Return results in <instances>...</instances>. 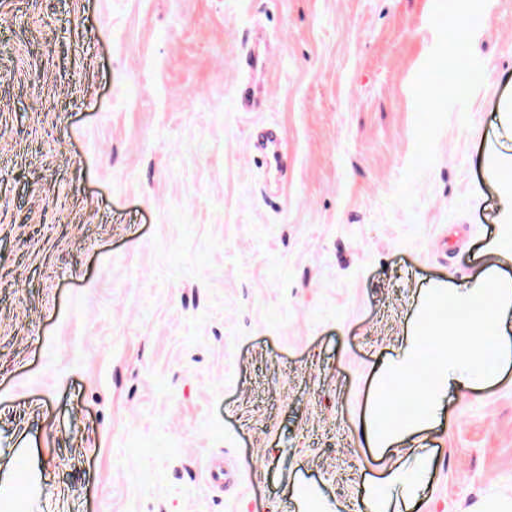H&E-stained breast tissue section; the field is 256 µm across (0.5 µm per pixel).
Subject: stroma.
<instances>
[{
  "instance_id": "35a3bbf8",
  "label": "stroma",
  "mask_w": 512,
  "mask_h": 512,
  "mask_svg": "<svg viewBox=\"0 0 512 512\" xmlns=\"http://www.w3.org/2000/svg\"><path fill=\"white\" fill-rule=\"evenodd\" d=\"M452 18L478 75L421 83ZM509 100L512 0H0V484L38 478L27 512H299L303 479L349 512L393 459L363 439L381 368L427 288L491 261ZM414 441L431 479L390 512L512 498V365Z\"/></svg>"
}]
</instances>
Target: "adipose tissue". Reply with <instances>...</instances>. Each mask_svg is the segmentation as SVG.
Wrapping results in <instances>:
<instances>
[{
    "mask_svg": "<svg viewBox=\"0 0 512 512\" xmlns=\"http://www.w3.org/2000/svg\"><path fill=\"white\" fill-rule=\"evenodd\" d=\"M485 175L504 197L498 234L486 246L496 262L468 287L439 283L429 289L419 306L416 326L438 337V351L433 358H425L412 338L399 358L384 367L365 422V437L372 447L386 450L430 429L449 387L492 382L512 362V341L497 336L500 320L512 314V279L502 276L498 267L500 261H512V156L489 152ZM403 383L420 390L421 406L401 410L391 405V388ZM432 468L427 454L416 455L412 468H391L384 478L365 485L359 512H388L395 489L405 500H417Z\"/></svg>",
    "mask_w": 512,
    "mask_h": 512,
    "instance_id": "1",
    "label": "adipose tissue"
}]
</instances>
